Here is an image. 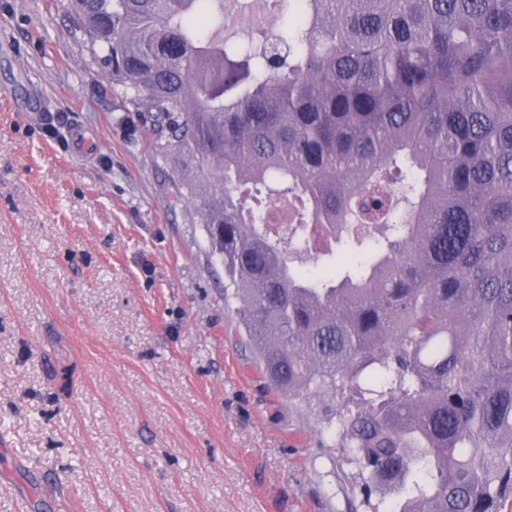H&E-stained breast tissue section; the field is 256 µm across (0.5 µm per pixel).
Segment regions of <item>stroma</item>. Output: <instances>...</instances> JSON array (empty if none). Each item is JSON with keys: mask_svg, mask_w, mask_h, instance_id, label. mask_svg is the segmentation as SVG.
I'll list each match as a JSON object with an SVG mask.
<instances>
[{"mask_svg": "<svg viewBox=\"0 0 512 512\" xmlns=\"http://www.w3.org/2000/svg\"><path fill=\"white\" fill-rule=\"evenodd\" d=\"M0 512H390L275 402L194 201L65 0H0ZM50 107L46 136L22 111Z\"/></svg>", "mask_w": 512, "mask_h": 512, "instance_id": "stroma-1", "label": "stroma"}]
</instances>
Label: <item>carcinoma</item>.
Here are the masks:
<instances>
[{
  "instance_id": "cac0c4a2",
  "label": "carcinoma",
  "mask_w": 512,
  "mask_h": 512,
  "mask_svg": "<svg viewBox=\"0 0 512 512\" xmlns=\"http://www.w3.org/2000/svg\"><path fill=\"white\" fill-rule=\"evenodd\" d=\"M67 0L196 198L273 392L325 409L392 512L512 500V0ZM288 195L302 222L268 223ZM317 254L315 270L290 253Z\"/></svg>"
}]
</instances>
